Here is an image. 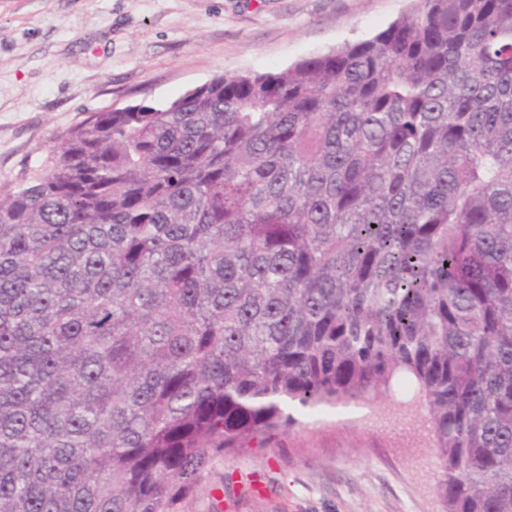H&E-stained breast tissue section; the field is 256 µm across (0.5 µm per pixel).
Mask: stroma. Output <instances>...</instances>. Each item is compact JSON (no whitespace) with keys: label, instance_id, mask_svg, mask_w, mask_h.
<instances>
[{"label":"stroma","instance_id":"stroma-1","mask_svg":"<svg viewBox=\"0 0 512 512\" xmlns=\"http://www.w3.org/2000/svg\"><path fill=\"white\" fill-rule=\"evenodd\" d=\"M410 0H0V186L42 169L87 113L166 104L222 74L275 71L374 36ZM243 448L181 512H445L413 391L311 414Z\"/></svg>","mask_w":512,"mask_h":512}]
</instances>
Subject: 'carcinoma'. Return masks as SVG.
I'll return each instance as SVG.
<instances>
[{
    "label": "carcinoma",
    "mask_w": 512,
    "mask_h": 512,
    "mask_svg": "<svg viewBox=\"0 0 512 512\" xmlns=\"http://www.w3.org/2000/svg\"><path fill=\"white\" fill-rule=\"evenodd\" d=\"M398 384L446 512H512V0L92 112L0 190V512H180Z\"/></svg>",
    "instance_id": "obj_1"
}]
</instances>
